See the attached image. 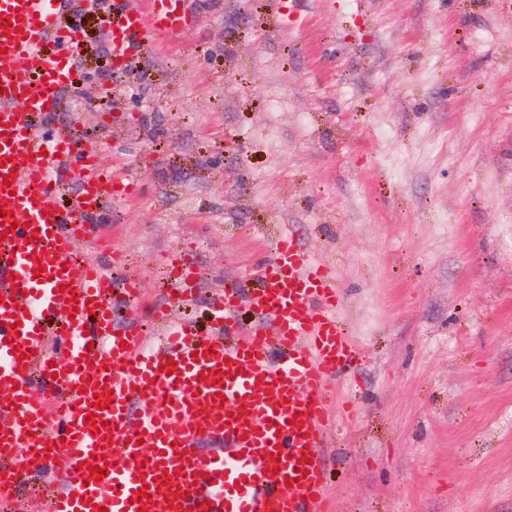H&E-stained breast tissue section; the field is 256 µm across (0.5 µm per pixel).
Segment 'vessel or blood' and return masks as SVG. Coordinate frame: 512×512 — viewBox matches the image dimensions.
I'll return each instance as SVG.
<instances>
[{
  "label": "vessel or blood",
  "mask_w": 512,
  "mask_h": 512,
  "mask_svg": "<svg viewBox=\"0 0 512 512\" xmlns=\"http://www.w3.org/2000/svg\"><path fill=\"white\" fill-rule=\"evenodd\" d=\"M69 0H0L11 35L0 33V92L21 112L0 110V512H12L22 474L44 465L65 477L46 490L48 512H335L321 448L333 425L330 383L361 354L338 324L339 289L331 266L290 235L252 271L256 287L227 286L215 308V333L198 336L174 321L173 306L193 297L188 255L168 260L176 281L154 319L162 347L117 327L115 301L141 294L101 265L78 263L82 244L99 238L95 217L130 192L128 176L108 172L72 132L44 134L72 80L74 34L54 25ZM112 58L121 68L154 30L190 26L189 0H113ZM62 54L47 55L48 44ZM78 183L71 205L65 185ZM44 268L46 280L34 272ZM66 292H57V285ZM257 325L241 335L236 314ZM71 336L65 354L50 328ZM171 371H163V364ZM103 402L105 410L94 407ZM100 412L107 435L93 434ZM208 438L209 449L198 446ZM106 468L100 483L92 467ZM148 506L133 501L139 491Z\"/></svg>",
  "instance_id": "1"
}]
</instances>
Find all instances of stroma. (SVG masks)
Here are the masks:
<instances>
[{
    "mask_svg": "<svg viewBox=\"0 0 512 512\" xmlns=\"http://www.w3.org/2000/svg\"><path fill=\"white\" fill-rule=\"evenodd\" d=\"M73 0L77 128L133 193L90 259L145 285L115 305L160 338L168 256L201 332L227 284L290 232L333 266L362 364L335 381L340 512H512V0H193V26L112 67ZM120 260H113V251Z\"/></svg>",
    "mask_w": 512,
    "mask_h": 512,
    "instance_id": "obj_1",
    "label": "stroma"
}]
</instances>
